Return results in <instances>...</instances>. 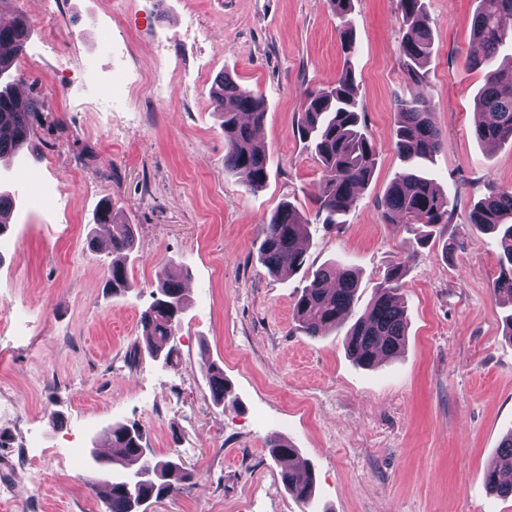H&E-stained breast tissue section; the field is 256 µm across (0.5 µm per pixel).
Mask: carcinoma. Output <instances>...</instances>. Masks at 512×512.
Returning <instances> with one entry per match:
<instances>
[{"instance_id": "cac0c4a2", "label": "carcinoma", "mask_w": 512, "mask_h": 512, "mask_svg": "<svg viewBox=\"0 0 512 512\" xmlns=\"http://www.w3.org/2000/svg\"><path fill=\"white\" fill-rule=\"evenodd\" d=\"M328 9L341 21L337 29L345 64L336 79L323 87L306 91L302 102L304 120L299 134L312 146L322 167V179L315 189L316 220L327 226L343 223L355 195L364 189L374 174L377 151L366 131L362 108L357 99L354 70L350 59L356 53L355 32L349 19L352 0H326ZM407 34L400 55L409 77L424 78L421 73L432 50V36L425 19L423 0H399ZM512 0H478L473 16V36L468 62L485 70L484 84L477 99L479 119L476 137L485 142L512 141V81L501 78L497 65L501 47L512 40ZM31 25L23 16L12 24L0 25V158L28 154L27 146L39 106L33 100L17 96L16 61L25 52ZM212 96L221 109L222 129L227 142L224 172L237 178L251 190L262 188L268 178L267 154L257 140L255 128L265 116L262 97L241 88L223 76L215 82ZM431 99L414 96L397 103L395 148L404 170L388 186L382 200V217L387 224L416 226L418 241L426 243L437 224L448 222L451 198L440 191L422 170L442 146V137L432 119ZM470 223L498 232L500 271L493 283V294L512 304V188L491 192L474 206ZM96 224H112L111 247L107 263L108 287L120 294L132 288L127 259L135 246L132 225L112 212V203L104 202L94 213ZM310 223L289 203L280 205L260 226V261L273 275L292 274L304 265ZM406 275L399 263L387 269L376 286L370 304L358 317L346 336L349 356L370 367L375 362L401 351L407 336L404 303L398 299ZM359 278L351 269H321L303 288L294 304V319L309 336H320L336 327L352 311ZM184 312L180 282L174 273L166 274L156 289L151 304L141 312L147 352L154 359L169 361ZM214 401H224V370L211 363L206 368ZM112 447L121 448L134 468L112 473L103 459V468L92 484L104 492L106 512H139L143 498L168 496L174 487L167 481L178 469L172 460L146 454L147 436L138 425L118 424L111 430ZM271 455L284 466L282 481L303 504L315 494L312 471L296 465L295 452L287 441H269ZM488 490L501 497L512 495V464L489 468L485 474Z\"/></svg>"}]
</instances>
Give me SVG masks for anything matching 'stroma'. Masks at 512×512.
I'll return each mask as SVG.
<instances>
[{
	"mask_svg": "<svg viewBox=\"0 0 512 512\" xmlns=\"http://www.w3.org/2000/svg\"><path fill=\"white\" fill-rule=\"evenodd\" d=\"M11 0L31 40L18 88L41 104L28 164L0 159L16 206L0 235V512H105L90 449L114 423L144 428L179 465L151 512H512L486 470L512 433V306L492 292L499 248L469 222L512 188V145L473 133L484 72L467 50L476 0H424L433 53L416 82L399 54V0H353L358 52L345 60L325 0ZM351 64L374 175L345 224L313 223L322 169L297 126L307 89ZM229 76L260 95L269 175L251 191L224 172L211 96ZM111 82V103L98 88ZM425 94L442 148L428 170L454 210L427 245L384 223L381 199L403 168L396 103ZM136 233L134 287L106 288L99 203ZM311 219L305 263L286 277L258 259L259 228L282 204ZM405 263L407 336L394 358L355 364L345 336L387 268ZM360 274L351 317L311 337L293 306L312 273ZM182 270L186 310L170 363L140 354V315L164 271ZM224 371L212 402L205 362ZM283 436L315 472L299 503L270 455Z\"/></svg>",
	"mask_w": 512,
	"mask_h": 512,
	"instance_id": "obj_1",
	"label": "stroma"
}]
</instances>
